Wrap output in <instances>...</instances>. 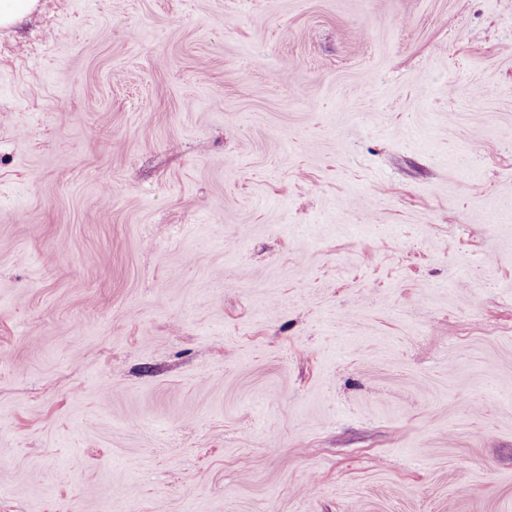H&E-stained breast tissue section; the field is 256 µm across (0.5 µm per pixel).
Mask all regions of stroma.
<instances>
[{
	"label": "stroma",
	"instance_id": "35a3bbf8",
	"mask_svg": "<svg viewBox=\"0 0 512 512\" xmlns=\"http://www.w3.org/2000/svg\"><path fill=\"white\" fill-rule=\"evenodd\" d=\"M0 512H512V0L0 27Z\"/></svg>",
	"mask_w": 512,
	"mask_h": 512
}]
</instances>
